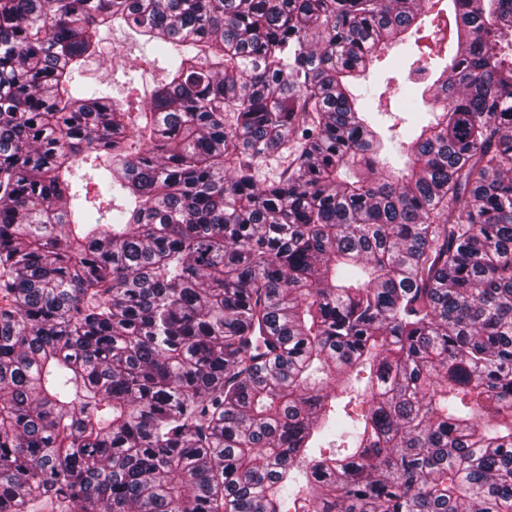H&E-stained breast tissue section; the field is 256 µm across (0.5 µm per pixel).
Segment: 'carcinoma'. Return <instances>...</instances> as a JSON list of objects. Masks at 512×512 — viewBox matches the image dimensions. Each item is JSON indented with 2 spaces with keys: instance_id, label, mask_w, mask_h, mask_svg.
Listing matches in <instances>:
<instances>
[{
  "instance_id": "obj_1",
  "label": "carcinoma",
  "mask_w": 512,
  "mask_h": 512,
  "mask_svg": "<svg viewBox=\"0 0 512 512\" xmlns=\"http://www.w3.org/2000/svg\"><path fill=\"white\" fill-rule=\"evenodd\" d=\"M424 2L0 0V512H512V0L349 90ZM102 45L108 52V57L101 62H88L80 76V83L89 86H97L105 93L116 98H125L130 95V87L125 84L127 79L124 76L123 68L145 67L144 60L152 59L150 49L143 47L135 41L132 32L124 27H115L110 30H103L100 33ZM133 97L134 93H131ZM419 54L418 47L414 44V37L403 44L391 45L379 53V58L366 76L358 80L353 86L355 94L364 93L366 89L375 96L370 99L368 112H373L375 121L386 131L388 125L392 124L391 113L415 112L414 100L419 97L420 115L426 116L431 112V107L422 104L420 93L425 86L432 84L431 76L424 77L416 74V65L410 69V64ZM388 77H395L391 82L395 91L386 90ZM385 92V93H384ZM384 93L378 100V96ZM386 134L389 133L386 131ZM287 166V158L282 155H270L259 160L256 164V178L258 181L269 182L278 178Z\"/></svg>"
}]
</instances>
